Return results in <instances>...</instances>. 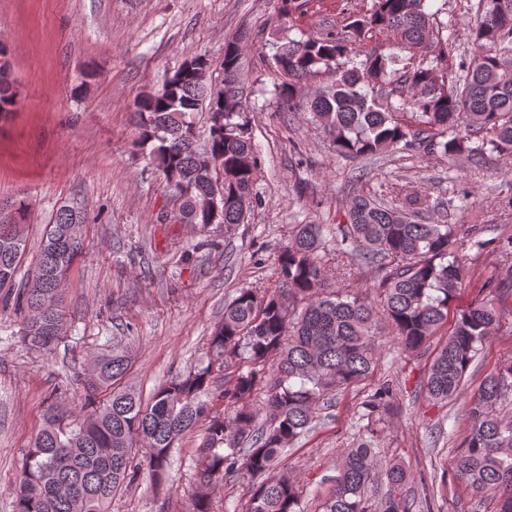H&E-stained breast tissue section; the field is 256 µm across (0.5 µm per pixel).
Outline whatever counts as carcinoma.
Wrapping results in <instances>:
<instances>
[{"instance_id": "cac0c4a2", "label": "carcinoma", "mask_w": 512, "mask_h": 512, "mask_svg": "<svg viewBox=\"0 0 512 512\" xmlns=\"http://www.w3.org/2000/svg\"><path fill=\"white\" fill-rule=\"evenodd\" d=\"M472 52L448 69V40L434 35L435 17L425 0H372L364 14L346 6L317 38L291 39L275 47L267 67L279 80V101L290 112L312 114L336 155L356 161L390 149L469 157L491 147L512 157V0H482ZM322 0H281L288 19ZM384 35L395 51L373 50L356 64L354 46ZM251 40L244 29L224 44V88L208 86L210 60L187 57L161 89L134 101L141 130L138 147L151 170L181 198L180 222L204 230L242 224L256 201L261 175L252 127L235 78ZM331 73L334 80L313 95L306 84ZM8 49L0 46V117L15 110ZM208 112L203 171L196 149L193 114ZM482 143L471 146V133ZM425 191L409 186L381 201L357 195L345 222L298 224L278 257V286L265 292L242 288L224 306V319L208 340L206 359L188 374L158 387L148 401L121 386L129 368L119 351L94 359L84 387L93 397L84 413L61 427L51 420L25 450L14 487V512H110L114 497L148 469L156 483L167 475L175 442L202 428V470L192 489L193 512H211V489L222 478L252 482L247 512H301V490L282 471L267 477L285 448L315 421L320 404L368 378L377 363L374 337L385 321L405 351L427 350L448 323V301L471 278L457 242V225L431 224ZM28 204L19 201L0 215V289L13 288L26 243L19 226ZM84 217L60 207L31 270L32 287L20 292L28 313L23 340L51 353L64 333L62 288L75 258L85 248ZM335 257L336 275L374 272L375 298L357 291L325 289L324 259ZM499 298L490 295L459 311L448 338L435 353L423 385L434 403L456 396L482 343L499 325ZM224 414L203 399L209 384L229 369ZM512 393V362L486 377L466 409L468 434L457 456L455 477L478 504L495 495V512H512V422L496 407ZM392 394L385 386L366 400L375 413ZM263 397L266 414L256 426L252 400ZM379 450L361 442L348 450L323 512H399L388 494L367 503L365 490L379 475L389 488L403 485L407 472L396 464L377 472Z\"/></svg>"}]
</instances>
